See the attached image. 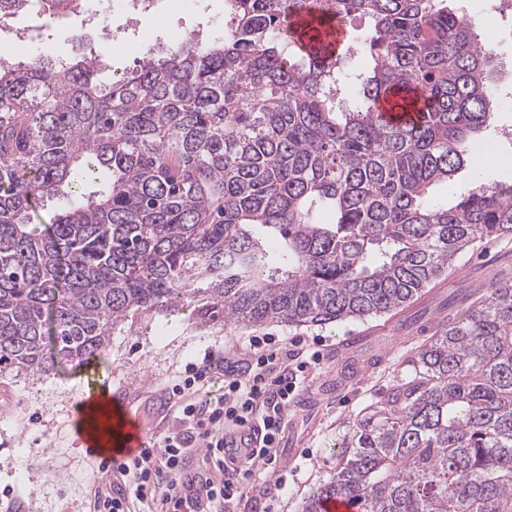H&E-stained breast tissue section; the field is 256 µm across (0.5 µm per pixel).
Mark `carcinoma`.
Wrapping results in <instances>:
<instances>
[{
    "instance_id": "1",
    "label": "carcinoma",
    "mask_w": 512,
    "mask_h": 512,
    "mask_svg": "<svg viewBox=\"0 0 512 512\" xmlns=\"http://www.w3.org/2000/svg\"><path fill=\"white\" fill-rule=\"evenodd\" d=\"M23 10L49 16L0 0L1 19ZM492 59L448 0H224V33L149 49L109 85L93 55L1 61L0 375L48 374L51 342L99 359L116 327L178 308L322 327L411 304L512 235V185L434 194L489 148ZM398 105L419 119L388 123ZM407 367L302 512H512V283Z\"/></svg>"
}]
</instances>
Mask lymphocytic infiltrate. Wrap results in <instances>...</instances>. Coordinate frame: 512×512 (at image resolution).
<instances>
[{"instance_id":"lymphocytic-infiltrate-1","label":"lymphocytic infiltrate","mask_w":512,"mask_h":512,"mask_svg":"<svg viewBox=\"0 0 512 512\" xmlns=\"http://www.w3.org/2000/svg\"><path fill=\"white\" fill-rule=\"evenodd\" d=\"M245 369L225 371L224 354L205 351L201 363L186 366L171 388L180 418L176 427L133 459L91 463L102 488L95 512H130L132 500L153 498L168 512H226L230 503L253 489L256 465L280 459L279 435L304 364L289 366L288 349L269 337L254 338ZM223 375L217 397L203 390L214 375ZM214 463L219 478L190 474V459Z\"/></svg>"}]
</instances>
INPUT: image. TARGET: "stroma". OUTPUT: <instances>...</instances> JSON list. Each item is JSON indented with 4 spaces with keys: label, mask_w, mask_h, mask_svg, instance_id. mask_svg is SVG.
<instances>
[{
    "label": "stroma",
    "mask_w": 512,
    "mask_h": 512,
    "mask_svg": "<svg viewBox=\"0 0 512 512\" xmlns=\"http://www.w3.org/2000/svg\"><path fill=\"white\" fill-rule=\"evenodd\" d=\"M200 19L173 7L165 28L154 17H143L139 38L129 48L95 41L78 42V25L50 26L39 33L40 21L27 12L15 14L7 27L30 26L37 34L28 46L30 56L103 55L102 77L112 80L132 69L146 49L165 53L187 38ZM501 278L512 280V236L475 244L454 271L434 281L402 310L364 321L326 327H289L269 323L240 328L231 324L192 325L186 312L154 313L133 326H119L104 358L89 363L60 360L52 374L40 379L0 377V512H90L98 489L87 453L79 443L75 411L89 387H104L124 399L133 417L155 434L177 424L162 404L174 372L196 361L205 348L223 350L229 361L249 359V341L272 336L295 353L320 343L318 364L298 374V402L279 439L281 466L260 471L268 493L253 490L234 501L231 512H301L305 499L336 471L353 420L379 402L406 375V361L435 333L448 301L466 287L492 288ZM352 336L365 337L364 351L386 350L372 371L340 378L345 363L339 347Z\"/></svg>",
    "instance_id": "stroma-1"
}]
</instances>
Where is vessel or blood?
Returning a JSON list of instances; mask_svg holds the SVG:
<instances>
[{"label": "vessel or blood", "mask_w": 512, "mask_h": 512, "mask_svg": "<svg viewBox=\"0 0 512 512\" xmlns=\"http://www.w3.org/2000/svg\"><path fill=\"white\" fill-rule=\"evenodd\" d=\"M84 412L75 424L83 447L91 458L112 457L122 461L146 448L152 433L128 417L114 416L110 396L102 389L90 390L81 400Z\"/></svg>", "instance_id": "1"}]
</instances>
